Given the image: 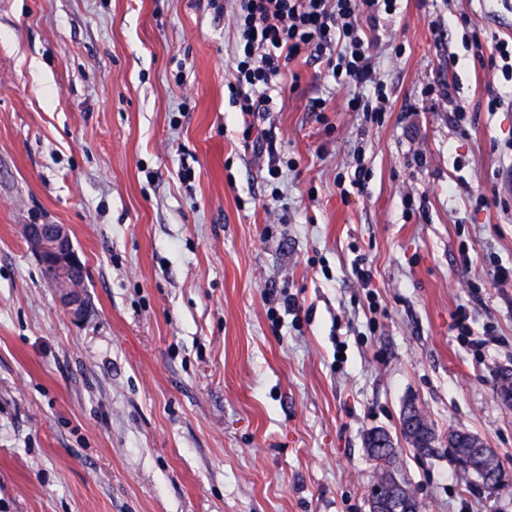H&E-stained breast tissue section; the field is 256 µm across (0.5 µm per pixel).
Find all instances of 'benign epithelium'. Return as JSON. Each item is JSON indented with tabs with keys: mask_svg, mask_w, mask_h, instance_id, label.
I'll list each match as a JSON object with an SVG mask.
<instances>
[{
	"mask_svg": "<svg viewBox=\"0 0 512 512\" xmlns=\"http://www.w3.org/2000/svg\"><path fill=\"white\" fill-rule=\"evenodd\" d=\"M24 238L39 266L50 271V287L62 311L73 321H83L89 314V301L85 291L86 267L74 249L68 229L63 224H24ZM486 452L483 444H476L468 458L456 457L458 467L476 474L484 488L493 491L512 482L508 471H488L478 464V458ZM404 488L393 474H385L371 481L367 497L369 512H402V497L393 493Z\"/></svg>",
	"mask_w": 512,
	"mask_h": 512,
	"instance_id": "7a95c632",
	"label": "benign epithelium"
}]
</instances>
